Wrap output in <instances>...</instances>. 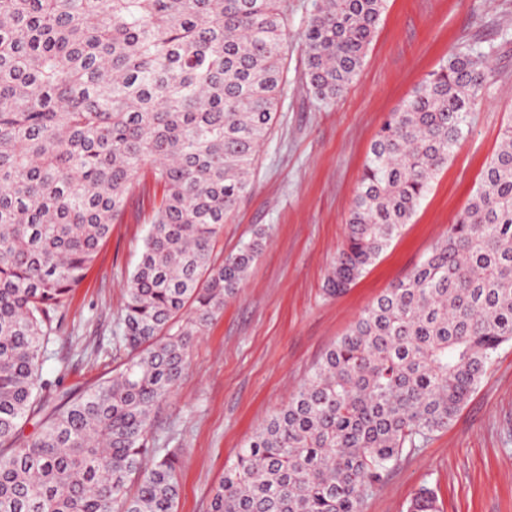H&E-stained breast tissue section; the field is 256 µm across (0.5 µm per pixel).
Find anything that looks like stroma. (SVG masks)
<instances>
[{
  "mask_svg": "<svg viewBox=\"0 0 512 512\" xmlns=\"http://www.w3.org/2000/svg\"><path fill=\"white\" fill-rule=\"evenodd\" d=\"M312 4L288 0L278 120L258 155L254 189L226 219L213 256L237 252L258 227L268 237L238 295L197 336L178 390L157 414V447L180 459L177 512H208L212 489L245 440L355 319L447 237L512 121V0H387L358 77L329 106L315 101L304 69ZM467 47L487 53L492 69L469 133L399 236L346 292L327 296L372 142L413 88ZM152 215L150 203L130 206L69 298L42 369L58 393H81L111 375L124 286ZM424 485L439 512H512V342L448 430L405 455L362 512H406Z\"/></svg>",
  "mask_w": 512,
  "mask_h": 512,
  "instance_id": "stroma-1",
  "label": "stroma"
}]
</instances>
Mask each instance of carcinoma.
<instances>
[{
  "mask_svg": "<svg viewBox=\"0 0 512 512\" xmlns=\"http://www.w3.org/2000/svg\"><path fill=\"white\" fill-rule=\"evenodd\" d=\"M387 0H315L314 99L356 80ZM287 0H0V512H176L154 412L198 334L237 294L262 228L217 264L277 121ZM490 76L448 57L372 143L327 278L337 294L409 223ZM153 185L112 375L53 404L52 336L87 269ZM512 342V124L448 237L364 310L224 467L209 512H361L406 452L448 429ZM39 417L31 438L21 422ZM406 512H437L423 486Z\"/></svg>",
  "mask_w": 512,
  "mask_h": 512,
  "instance_id": "carcinoma-1",
  "label": "carcinoma"
}]
</instances>
